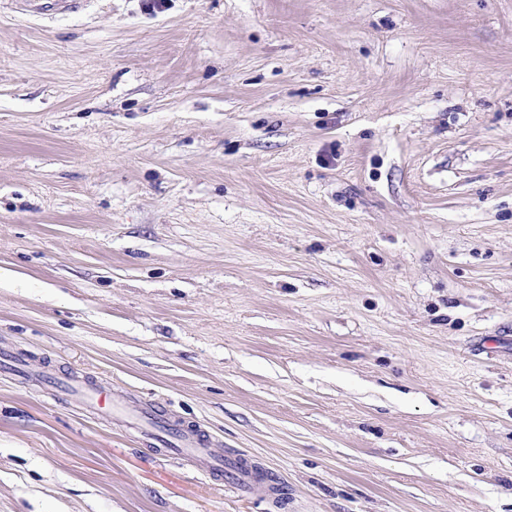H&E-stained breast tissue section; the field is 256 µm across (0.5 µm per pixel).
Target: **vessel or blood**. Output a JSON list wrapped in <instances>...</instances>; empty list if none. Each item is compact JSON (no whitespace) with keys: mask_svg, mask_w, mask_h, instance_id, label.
I'll return each instance as SVG.
<instances>
[{"mask_svg":"<svg viewBox=\"0 0 512 512\" xmlns=\"http://www.w3.org/2000/svg\"><path fill=\"white\" fill-rule=\"evenodd\" d=\"M88 406L103 414H113L116 410L109 389L87 386L83 389ZM131 425L142 430L151 440L167 446L171 453L191 457L196 467L211 476H226L229 486L237 490L266 494L267 489L259 479L256 469L247 459L237 457L225 460L214 456L204 446L203 439L196 433L184 430L170 423L162 412L150 408L128 416Z\"/></svg>","mask_w":512,"mask_h":512,"instance_id":"b4317fda","label":"vessel or blood"}]
</instances>
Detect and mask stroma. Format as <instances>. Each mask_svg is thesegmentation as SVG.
Here are the masks:
<instances>
[{
  "instance_id": "obj_1",
  "label": "stroma",
  "mask_w": 512,
  "mask_h": 512,
  "mask_svg": "<svg viewBox=\"0 0 512 512\" xmlns=\"http://www.w3.org/2000/svg\"><path fill=\"white\" fill-rule=\"evenodd\" d=\"M22 2L0 351L31 375L0 368V512H512V0ZM83 393L88 406L92 410L107 415H111L116 411V407L112 403V393L109 389L86 385L83 388ZM127 419L131 425L149 436V439L167 446L171 453L191 456L190 459L196 467L206 474L221 477L226 471L227 484L232 488L261 495L269 492L259 479L257 470L247 459L237 457L225 462L224 459L214 456L208 448H202L205 442L198 434L168 422L160 410L146 409L140 413L128 414Z\"/></svg>"
}]
</instances>
